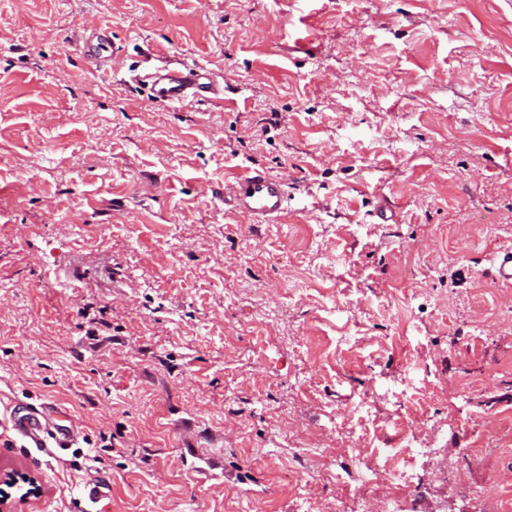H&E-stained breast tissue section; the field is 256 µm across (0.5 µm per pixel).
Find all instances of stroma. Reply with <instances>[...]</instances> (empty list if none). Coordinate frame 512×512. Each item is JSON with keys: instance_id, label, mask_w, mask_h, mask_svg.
Segmentation results:
<instances>
[{"instance_id": "35a3bbf8", "label": "stroma", "mask_w": 512, "mask_h": 512, "mask_svg": "<svg viewBox=\"0 0 512 512\" xmlns=\"http://www.w3.org/2000/svg\"><path fill=\"white\" fill-rule=\"evenodd\" d=\"M146 63L219 90L150 102ZM248 168L287 179L284 213L225 204ZM506 249L512 0H0L12 512L94 486L100 512H382L404 459L428 512H512V436L483 445L512 420ZM45 404L71 447L16 430Z\"/></svg>"}]
</instances>
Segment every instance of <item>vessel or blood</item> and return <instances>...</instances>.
Here are the masks:
<instances>
[{
  "instance_id": "vessel-or-blood-1",
  "label": "vessel or blood",
  "mask_w": 512,
  "mask_h": 512,
  "mask_svg": "<svg viewBox=\"0 0 512 512\" xmlns=\"http://www.w3.org/2000/svg\"><path fill=\"white\" fill-rule=\"evenodd\" d=\"M144 83L150 87L153 98L164 102H183L188 98L212 94L213 87L201 68L189 67L176 74L145 73ZM232 198L237 210L256 217L279 215L288 200L287 184L282 179L270 176L265 171L251 168L238 177L232 188ZM18 432L35 446H43V433H52L60 448L69 447L76 431L75 425L58 424L47 427L33 414L16 420Z\"/></svg>"
}]
</instances>
